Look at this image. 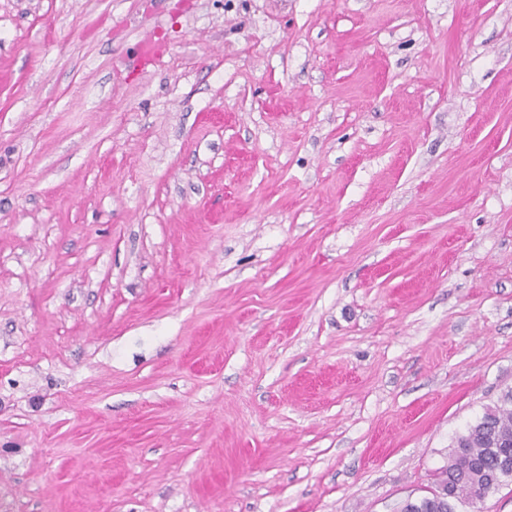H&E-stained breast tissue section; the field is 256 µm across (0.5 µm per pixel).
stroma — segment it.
Here are the masks:
<instances>
[{
    "label": "stroma",
    "mask_w": 512,
    "mask_h": 512,
    "mask_svg": "<svg viewBox=\"0 0 512 512\" xmlns=\"http://www.w3.org/2000/svg\"><path fill=\"white\" fill-rule=\"evenodd\" d=\"M510 389L512 0H0V512H399Z\"/></svg>",
    "instance_id": "obj_1"
}]
</instances>
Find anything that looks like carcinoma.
I'll return each instance as SVG.
<instances>
[{"label":"carcinoma","instance_id":"1","mask_svg":"<svg viewBox=\"0 0 512 512\" xmlns=\"http://www.w3.org/2000/svg\"><path fill=\"white\" fill-rule=\"evenodd\" d=\"M512 391L501 404L486 409L483 416L458 436L448 452V464L437 474L435 489L428 496L405 502L402 512H459L512 481Z\"/></svg>","mask_w":512,"mask_h":512}]
</instances>
